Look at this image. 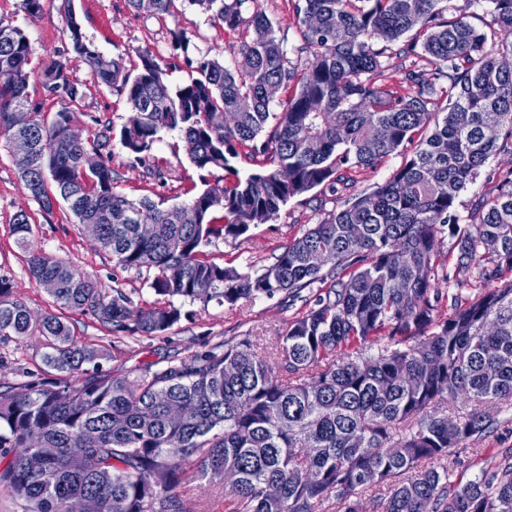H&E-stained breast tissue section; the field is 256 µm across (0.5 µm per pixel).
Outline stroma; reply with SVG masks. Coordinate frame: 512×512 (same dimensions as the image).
I'll use <instances>...</instances> for the list:
<instances>
[{
  "instance_id": "stroma-1",
  "label": "stroma",
  "mask_w": 512,
  "mask_h": 512,
  "mask_svg": "<svg viewBox=\"0 0 512 512\" xmlns=\"http://www.w3.org/2000/svg\"><path fill=\"white\" fill-rule=\"evenodd\" d=\"M59 5L60 0H46L42 14L31 17L17 12L16 0H0V24L26 31L32 47V68L49 63L62 52L73 78L89 83L91 74L85 60L65 50L68 36ZM73 8L86 39L93 42L104 57L122 56L124 65L129 68L137 61V48L148 46L166 52L173 33L181 30L197 33L201 49L218 48L228 62L233 60L238 45L236 34L212 26L206 14L184 6L182 0H175L171 14L162 22L147 13L132 11L125 0H73ZM75 113L73 129L86 139L95 133L93 117L107 118L118 128L126 122L130 109L123 96L105 87H91ZM174 141V136H165L152 152L164 174L159 182L150 178L142 166L130 164L120 145H113V167L119 177L120 190L134 198L151 190L172 204L188 200L189 190L198 176L184 149L175 148ZM511 169L512 152L501 150L492 155L461 193L457 207L460 216L469 218L479 199L496 194L500 172ZM341 205L338 195L315 188L290 199L273 223L252 228L248 239L235 244L220 240L208 246L206 252L220 264L261 266L271 263L282 246ZM22 210L31 217L30 238L35 247L72 263L105 288L123 289L142 307L153 302L145 286V275L116 267L111 254L86 233L66 202H57L52 212H44L20 180L12 151L0 139V276L9 279L14 298L26 304L32 313H60L77 340L103 349L106 353L101 362L103 371L132 377L144 366L158 369L186 361L224 340L248 334L259 338L264 347L272 348L278 334L306 310L303 302L288 306L277 297L241 301L233 306L213 302L205 307L195 306L193 317L182 320L163 334L114 340L111 331L90 314L57 309L49 293L31 278L27 254L18 246L12 232V217ZM41 353V339L36 335L1 341L0 391L25 381L53 377V370L43 365ZM496 419L497 431L456 449L455 477L465 481L473 479L491 467L501 449L512 447V409L498 413ZM177 492L202 512H231L233 508L231 494L204 481L180 484Z\"/></svg>"
}]
</instances>
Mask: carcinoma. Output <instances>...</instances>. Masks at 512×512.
<instances>
[{"label": "carcinoma", "instance_id": "obj_1", "mask_svg": "<svg viewBox=\"0 0 512 512\" xmlns=\"http://www.w3.org/2000/svg\"><path fill=\"white\" fill-rule=\"evenodd\" d=\"M174 0H127L162 19ZM212 25L235 31L244 62L227 65L197 34H172L170 54L197 74L168 79L170 66L150 47L136 50L134 70L106 59L86 40L71 0L61 14L66 51L88 63L93 81L125 96L130 115L119 142L148 174L154 145L180 135L203 189L180 205L118 190L110 149L112 125L71 136L69 105L86 85L65 59L28 69L29 37L0 25V138L31 145L22 176L43 211L56 197L80 224H95L101 247L125 270L146 271L152 307L134 305L70 263L31 248L30 220L12 230L34 280L52 278L61 308L91 314L128 337L167 331L193 315L186 305H234L277 295L295 301L321 284L313 306L277 337L272 366L250 336L224 341L188 362L147 368L136 378L99 371L105 353L78 343L62 317L38 319L0 278V341L38 333L45 366L61 378L0 392V490L24 512H66L92 495L101 512H191L175 489L193 475L220 483L237 477L232 512H315L335 498L363 512L360 494L387 483L376 512H512V448L482 475L450 481L453 449L491 432L483 409L512 401V170L505 189L475 205L460 223L458 198L500 145L512 141V0L487 5V28L454 10L451 0H294L297 38L280 33L258 0H187ZM414 57L401 94L383 79L392 55ZM296 61H291V58ZM66 104L48 123L13 129L20 108L41 110L29 93ZM293 89L280 104L265 86ZM404 149L389 179L369 193L346 194L342 207L258 268L218 264L204 248L240 242L278 217L288 200L323 186L350 188L349 172L372 168ZM99 163L83 169L80 159ZM255 166L241 177L242 157ZM221 169L224 178L209 181ZM223 213L219 222L214 213ZM455 239L456 260L444 254ZM494 256L495 266H481ZM478 271L473 296L442 292ZM449 306L448 315L442 308ZM376 353H371V350ZM463 392L474 402L462 417L443 414ZM170 399L186 418L172 422ZM40 440L56 456L28 466ZM71 448H84L73 457ZM275 484L280 493L266 495Z\"/></svg>", "mask_w": 512, "mask_h": 512}]
</instances>
